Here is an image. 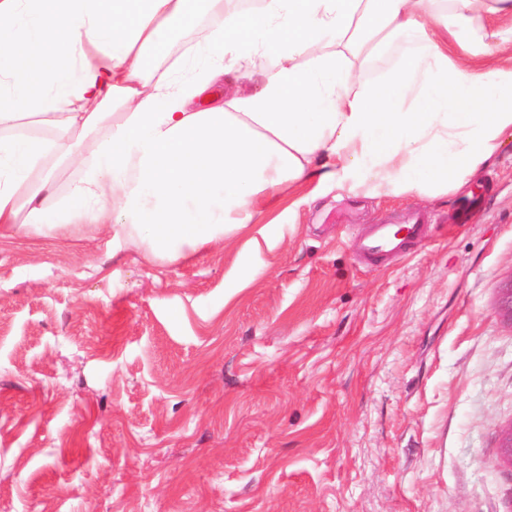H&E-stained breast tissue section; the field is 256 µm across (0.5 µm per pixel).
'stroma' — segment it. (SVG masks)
Wrapping results in <instances>:
<instances>
[{"instance_id": "stroma-1", "label": "stroma", "mask_w": 512, "mask_h": 512, "mask_svg": "<svg viewBox=\"0 0 512 512\" xmlns=\"http://www.w3.org/2000/svg\"><path fill=\"white\" fill-rule=\"evenodd\" d=\"M295 196L173 263L0 231V512H512V136L435 200ZM428 217L420 212L411 214L404 223L381 222L370 224L366 233L357 237V245L367 260L391 254L402 255L408 245L419 239Z\"/></svg>"}]
</instances>
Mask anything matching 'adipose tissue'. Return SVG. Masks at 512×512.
Listing matches in <instances>:
<instances>
[{
	"mask_svg": "<svg viewBox=\"0 0 512 512\" xmlns=\"http://www.w3.org/2000/svg\"><path fill=\"white\" fill-rule=\"evenodd\" d=\"M487 13L512 0H0V227L176 262L312 180L459 192L512 131V65L448 54L512 45Z\"/></svg>",
	"mask_w": 512,
	"mask_h": 512,
	"instance_id": "ef3b65f1",
	"label": "adipose tissue"
}]
</instances>
